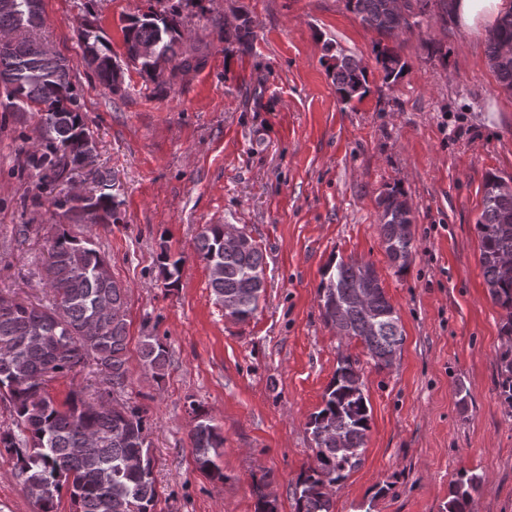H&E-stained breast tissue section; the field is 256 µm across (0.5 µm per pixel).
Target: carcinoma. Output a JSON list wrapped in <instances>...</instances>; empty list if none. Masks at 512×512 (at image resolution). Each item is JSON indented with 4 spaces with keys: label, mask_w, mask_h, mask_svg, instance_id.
<instances>
[{
    "label": "carcinoma",
    "mask_w": 512,
    "mask_h": 512,
    "mask_svg": "<svg viewBox=\"0 0 512 512\" xmlns=\"http://www.w3.org/2000/svg\"><path fill=\"white\" fill-rule=\"evenodd\" d=\"M15 9L0 10V31L14 33V43L0 44V78L7 107L18 112H43L40 148L28 156L29 167L40 179H59L84 168L91 176V195L82 199L55 197L50 205L64 210L74 224H117L116 178L95 167L96 149L85 148L91 137L81 115L79 95L72 83L73 66L67 58L50 57L36 32L45 23L44 6L29 15V0H14ZM202 0H157L163 5L132 17L123 27L126 58L158 90L198 70L205 55L183 42L182 8ZM345 0L346 8L382 38L420 23L431 0ZM253 32L248 22L224 32V42L244 49ZM83 61L99 82L116 91L117 63L110 45L97 31L82 29ZM487 58L499 81L512 90V12L507 13L487 42ZM375 60L383 81L403 77L406 63L393 50L377 43ZM333 80L342 103L367 92V67L343 53L335 56ZM382 246L395 273L404 272L415 252L412 207L405 194L388 189L377 197ZM476 229L480 240L483 276L493 303L502 311L501 335L506 345L498 356V395L512 413V275L504 272L512 258V188L488 175L483 210ZM196 252L210 271L216 303L232 299V319L245 322L259 307L264 288L265 262L255 241L249 246L226 233L224 225L207 224L196 237ZM166 278L179 280L182 260L160 253ZM371 275L375 298L366 306L357 300ZM45 286L54 294L52 307L25 305L0 294V398L12 405L16 429L0 433V446L12 450L23 477V488L38 512H57L61 491L69 493L74 512H155L159 492L153 476L152 442L137 407L112 404L100 393L90 401L73 392L57 402L48 384L76 371L91 360L112 390L129 378L126 316L106 318L100 305L124 309L126 288L116 280L109 262L89 237L66 231L50 241L45 264ZM325 323L348 339L361 341L369 360L379 369L392 366L404 344L400 317L386 297L374 264L350 258L327 267L318 288ZM144 369L161 382L172 355L162 339L147 336L141 342ZM358 361L339 358L336 372L323 395V405L308 422L315 443V458L292 485L294 512H334L327 487L341 486L363 462L370 431L371 406ZM194 425L190 438L197 470L211 480L224 481L214 453L224 446V434L201 406L190 405ZM480 475L463 470L448 489L445 512H472L481 490ZM255 512H277L276 501L255 487Z\"/></svg>",
    "instance_id": "1"
}]
</instances>
